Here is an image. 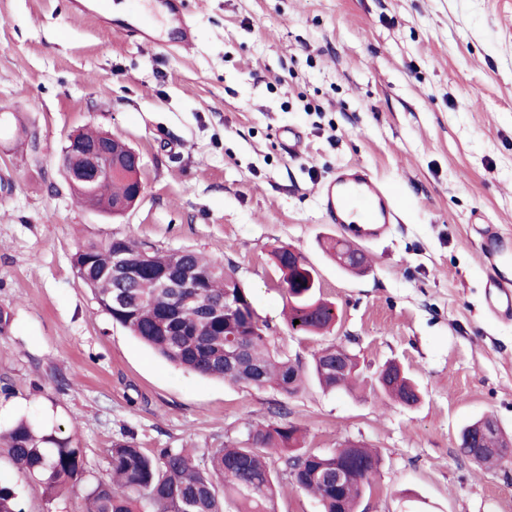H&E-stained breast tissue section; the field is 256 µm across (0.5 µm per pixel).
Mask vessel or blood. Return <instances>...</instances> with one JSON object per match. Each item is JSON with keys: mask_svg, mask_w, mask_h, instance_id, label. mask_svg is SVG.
Wrapping results in <instances>:
<instances>
[{"mask_svg": "<svg viewBox=\"0 0 512 512\" xmlns=\"http://www.w3.org/2000/svg\"><path fill=\"white\" fill-rule=\"evenodd\" d=\"M168 28V38L155 37L139 19H131L121 32L136 42L154 45L162 50H178L195 41L194 26L186 0H153ZM321 204L331 223L344 227L349 239L373 241L382 237L390 225L399 223L400 213L391 192L368 169L360 165L344 167L320 186ZM482 255L490 273L486 281V302L495 317L512 320V278L501 273L497 262L512 242L498 235L493 225H485Z\"/></svg>", "mask_w": 512, "mask_h": 512, "instance_id": "1", "label": "vessel or blood"}]
</instances>
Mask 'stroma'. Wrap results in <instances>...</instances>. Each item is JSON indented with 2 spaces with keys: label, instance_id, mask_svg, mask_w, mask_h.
Returning a JSON list of instances; mask_svg holds the SVG:
<instances>
[{
  "label": "stroma",
  "instance_id": "stroma-1",
  "mask_svg": "<svg viewBox=\"0 0 512 512\" xmlns=\"http://www.w3.org/2000/svg\"><path fill=\"white\" fill-rule=\"evenodd\" d=\"M187 50L140 46L67 0H0V427L25 417L86 450L82 484L56 498L8 456L0 476L25 512H86L85 484L108 450L243 439L247 423L291 422L303 446L353 442L380 466L358 512H512V462L461 455L460 430L486 415L512 437V321L487 310L480 230L512 238V0H193ZM24 126L28 139L18 138ZM93 125L142 157L144 191L115 217L78 205L59 168L68 135ZM302 142L286 153L281 132ZM392 189L402 221L364 245L353 276L321 248L341 236L319 199L337 167ZM128 237L223 263L247 289L275 347L301 364L340 344L363 379L353 394L309 381L295 394L206 378L136 340L97 305L77 248ZM306 257L333 329L283 320L272 261ZM397 361L419 383L412 408L373 395Z\"/></svg>",
  "mask_w": 512,
  "mask_h": 512
}]
</instances>
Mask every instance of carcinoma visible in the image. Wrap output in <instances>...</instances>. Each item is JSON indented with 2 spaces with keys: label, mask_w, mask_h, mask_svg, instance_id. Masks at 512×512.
I'll list each match as a JSON object with an SVG mask.
<instances>
[{
  "label": "carcinoma",
  "mask_w": 512,
  "mask_h": 512,
  "mask_svg": "<svg viewBox=\"0 0 512 512\" xmlns=\"http://www.w3.org/2000/svg\"><path fill=\"white\" fill-rule=\"evenodd\" d=\"M140 185L139 170L124 165L112 178L93 187L76 183L71 192L77 203L112 216L124 214ZM352 243L341 238L325 242L323 250L334 259L349 252ZM146 256L138 278L122 281L111 275L115 254ZM274 263L283 275L288 294V324L292 330L311 335L336 321L333 302L322 297L314 268L304 257L280 246ZM73 264L98 306L113 323L165 360L194 373L256 387H271L292 395L307 376L329 391L348 390L358 379L357 362L350 358L347 369L336 374V345L320 350L310 371H304L280 353L266 333V326L254 315L250 296L224 265L188 250L163 251L146 242L113 237L91 242L77 249ZM178 266H189L202 276L197 300L184 298L156 285L157 276ZM237 302L236 310L216 319L211 312L224 309V296ZM299 324H294V321ZM241 344L249 366L237 373L224 364V346ZM378 390L402 404L419 401L420 389L408 374L379 373ZM248 440L234 441L208 451L199 462L186 448H161L153 453L134 439H119L109 449L110 474L86 490L87 512H273L274 484L278 475L291 476L300 457H306L304 471L292 480L298 489L315 497L322 512H357L364 494L371 490L380 459L363 446L315 452L301 448V430L288 422L247 427ZM10 461L25 478L37 481L52 498L82 480L85 451L76 437L61 438L22 418L0 435ZM489 452L478 462L496 463L505 456L496 452L506 447L504 433H490L483 439ZM279 454L280 468L269 465L272 453ZM351 461L355 470L341 492L327 486L320 472ZM0 512H25L16 488L0 483Z\"/></svg>",
  "instance_id": "cac0c4a2"
}]
</instances>
